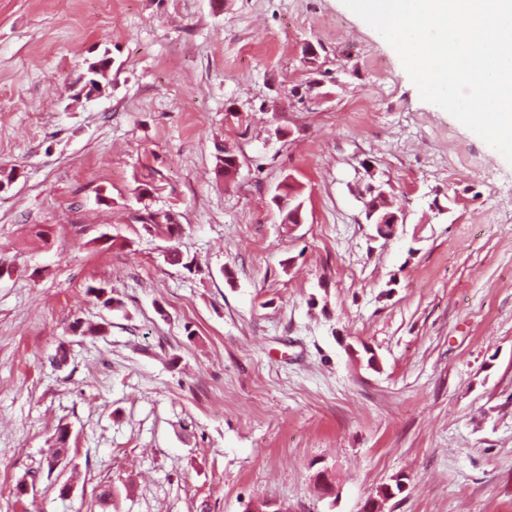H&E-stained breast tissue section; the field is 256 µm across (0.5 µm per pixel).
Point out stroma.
Masks as SVG:
<instances>
[{
    "label": "stroma",
    "instance_id": "stroma-1",
    "mask_svg": "<svg viewBox=\"0 0 512 512\" xmlns=\"http://www.w3.org/2000/svg\"><path fill=\"white\" fill-rule=\"evenodd\" d=\"M1 170L0 512H512V163L342 0H0ZM96 66H99L98 69H96ZM112 69V58L109 56V54H103L98 59L90 62L88 64L87 70L85 74H87V80H96L97 82L107 81L109 72ZM97 89H93L88 95H86V90L82 92L81 94H85L86 96H95L99 95L102 92L103 85L102 83L96 85ZM371 200L367 204L366 219L369 224H376L380 234H386L400 224L401 217L397 212L391 210L386 193L380 189L371 188ZM376 192V194H375Z\"/></svg>",
    "mask_w": 512,
    "mask_h": 512
}]
</instances>
